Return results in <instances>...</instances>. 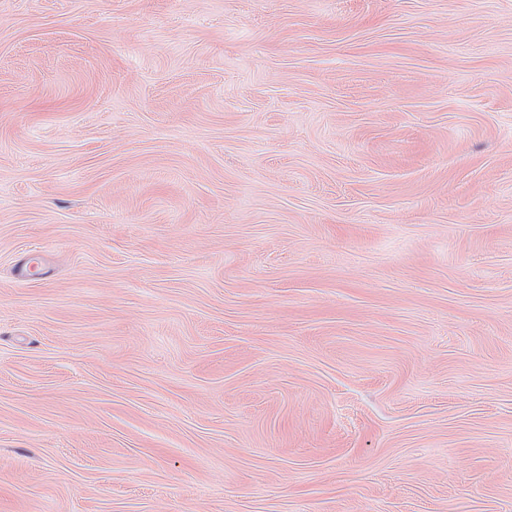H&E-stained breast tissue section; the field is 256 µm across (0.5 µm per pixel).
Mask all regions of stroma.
<instances>
[{
    "label": "stroma",
    "mask_w": 512,
    "mask_h": 512,
    "mask_svg": "<svg viewBox=\"0 0 512 512\" xmlns=\"http://www.w3.org/2000/svg\"><path fill=\"white\" fill-rule=\"evenodd\" d=\"M0 512H512V0H0Z\"/></svg>",
    "instance_id": "stroma-1"
}]
</instances>
